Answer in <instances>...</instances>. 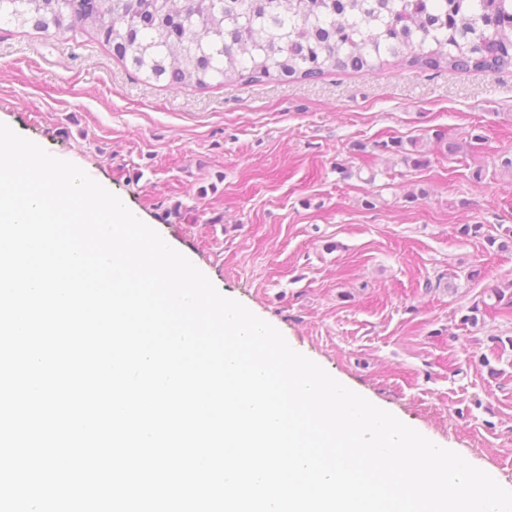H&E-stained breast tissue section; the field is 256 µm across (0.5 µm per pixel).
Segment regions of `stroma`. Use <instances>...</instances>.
<instances>
[{
    "label": "stroma",
    "mask_w": 512,
    "mask_h": 512,
    "mask_svg": "<svg viewBox=\"0 0 512 512\" xmlns=\"http://www.w3.org/2000/svg\"><path fill=\"white\" fill-rule=\"evenodd\" d=\"M0 122L118 195L294 350L512 487V311L465 321L512 283V248L488 243L512 226V66L179 89L92 34L4 22Z\"/></svg>",
    "instance_id": "stroma-1"
}]
</instances>
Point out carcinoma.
I'll return each mask as SVG.
<instances>
[{
  "instance_id": "carcinoma-1",
  "label": "carcinoma",
  "mask_w": 512,
  "mask_h": 512,
  "mask_svg": "<svg viewBox=\"0 0 512 512\" xmlns=\"http://www.w3.org/2000/svg\"><path fill=\"white\" fill-rule=\"evenodd\" d=\"M0 20L46 38L79 26L179 87L512 65V0H0Z\"/></svg>"
}]
</instances>
